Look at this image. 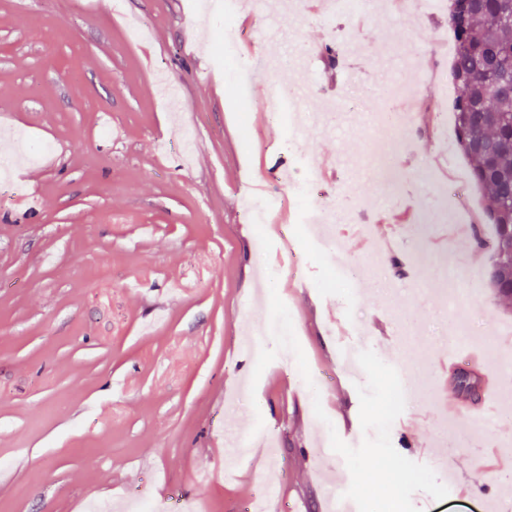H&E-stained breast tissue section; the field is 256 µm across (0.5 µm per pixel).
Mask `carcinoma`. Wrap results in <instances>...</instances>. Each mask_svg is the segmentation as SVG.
<instances>
[{
    "label": "carcinoma",
    "mask_w": 512,
    "mask_h": 512,
    "mask_svg": "<svg viewBox=\"0 0 512 512\" xmlns=\"http://www.w3.org/2000/svg\"><path fill=\"white\" fill-rule=\"evenodd\" d=\"M448 28L456 42L450 77L461 95L453 104L456 147L469 164L474 188L486 198L493 236L489 285L497 297H512V78L494 87L492 60L512 71V0H486L461 20L448 4Z\"/></svg>",
    "instance_id": "1"
}]
</instances>
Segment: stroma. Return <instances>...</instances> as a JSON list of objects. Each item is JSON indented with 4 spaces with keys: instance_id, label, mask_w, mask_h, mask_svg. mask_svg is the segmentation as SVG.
Returning <instances> with one entry per match:
<instances>
[{
    "instance_id": "obj_1",
    "label": "stroma",
    "mask_w": 512,
    "mask_h": 512,
    "mask_svg": "<svg viewBox=\"0 0 512 512\" xmlns=\"http://www.w3.org/2000/svg\"><path fill=\"white\" fill-rule=\"evenodd\" d=\"M250 25L251 43L284 51L305 42L312 56L308 105L334 102L354 114L353 126L317 128L299 145L301 160L276 154L288 135L269 121L265 98L240 92L224 47V10L201 0H0V135L13 139L9 183L0 182V512H90L123 499H200L207 512H242L243 498L263 487L266 460L252 452L224 463L225 438L252 445L275 439L279 484L289 512H329V489L351 477L344 458H320L317 445L338 434L359 446L364 438L357 388L364 371L344 358L356 329L407 315L405 337L377 349L386 364L413 367L418 390L393 423L390 438L407 459L445 479L436 448L458 441L499 448L512 424L484 432L478 420L444 430V372L440 363L467 329L471 346L512 338V299L489 288L487 252L449 233L465 215L444 208L431 185L456 178L468 165L455 144L433 132L434 116L451 112L459 90L439 96L428 71L448 52V16L421 12L345 15L332 25L308 24L300 5L271 11ZM149 35L132 42L131 20ZM205 37L189 43L191 31ZM419 56L412 98L424 111L414 138L396 158L400 174L385 185L372 169L382 152L376 126L390 97L382 76L398 54ZM363 83L330 81L345 64ZM329 155L352 173L346 191L324 183L316 202L351 215L377 218L412 206L413 223L398 241L417 268L375 267L350 223L336 227L349 266L366 271L364 295L345 296L343 276L306 224L297 226L303 262L297 275L276 282L297 321L296 338L310 371L325 386L311 394L298 370L255 362L231 344L255 336L273 347L269 310L254 300L262 270L278 262L277 247L261 240L242 209L240 189L264 185L273 168L308 172V157ZM29 198L20 208L17 198ZM474 276L476 302L455 314L434 296L443 264ZM322 406L330 427L314 425ZM413 421L407 433L402 421ZM479 497L438 501L416 492L418 512H512V485L496 471L466 474Z\"/></svg>"
}]
</instances>
